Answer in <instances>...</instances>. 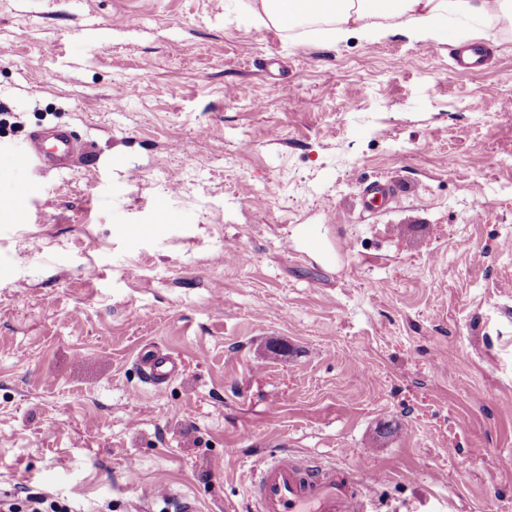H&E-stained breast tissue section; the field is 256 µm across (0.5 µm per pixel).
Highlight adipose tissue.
<instances>
[{
	"label": "adipose tissue",
	"mask_w": 512,
	"mask_h": 512,
	"mask_svg": "<svg viewBox=\"0 0 512 512\" xmlns=\"http://www.w3.org/2000/svg\"><path fill=\"white\" fill-rule=\"evenodd\" d=\"M250 10L281 32L324 24V36L335 44L354 33L376 43L397 27L428 43L437 38L439 22L450 17L471 21L469 35L478 39L491 26L512 24V0H253Z\"/></svg>",
	"instance_id": "obj_1"
}]
</instances>
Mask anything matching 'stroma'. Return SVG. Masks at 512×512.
<instances>
[{
    "mask_svg": "<svg viewBox=\"0 0 512 512\" xmlns=\"http://www.w3.org/2000/svg\"><path fill=\"white\" fill-rule=\"evenodd\" d=\"M464 40L0 0V151L64 122L97 161L19 168L42 201L0 215V499L250 512L288 453L376 475L373 512H512V29L476 70ZM148 345L183 363L158 393ZM393 197V190L387 182L373 181L362 192L363 209L374 211L385 208L392 202Z\"/></svg>",
    "mask_w": 512,
    "mask_h": 512,
    "instance_id": "stroma-1",
    "label": "stroma"
}]
</instances>
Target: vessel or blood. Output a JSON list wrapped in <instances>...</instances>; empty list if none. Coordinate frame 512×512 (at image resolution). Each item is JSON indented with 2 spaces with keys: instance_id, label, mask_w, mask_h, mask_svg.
<instances>
[{
  "instance_id": "1",
  "label": "vessel or blood",
  "mask_w": 512,
  "mask_h": 512,
  "mask_svg": "<svg viewBox=\"0 0 512 512\" xmlns=\"http://www.w3.org/2000/svg\"><path fill=\"white\" fill-rule=\"evenodd\" d=\"M87 162L70 131L55 127L33 133L22 155L0 156V179H9L13 167L20 163L39 172H65ZM393 197L391 186L376 180L363 190L362 206L379 210ZM137 363L144 384L158 392L181 371L172 354L150 346L138 351ZM249 495L255 512H371L369 481L363 472L288 454L257 466Z\"/></svg>"
}]
</instances>
